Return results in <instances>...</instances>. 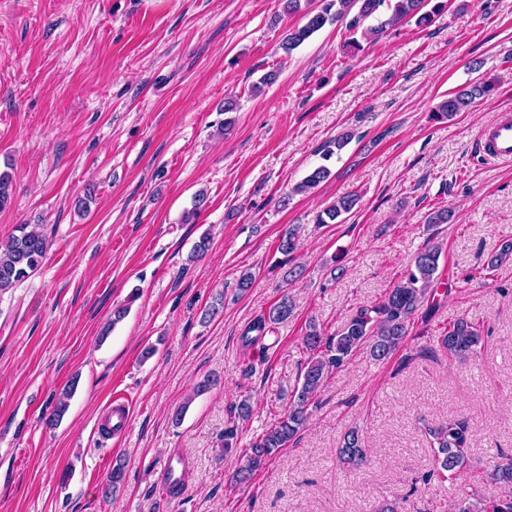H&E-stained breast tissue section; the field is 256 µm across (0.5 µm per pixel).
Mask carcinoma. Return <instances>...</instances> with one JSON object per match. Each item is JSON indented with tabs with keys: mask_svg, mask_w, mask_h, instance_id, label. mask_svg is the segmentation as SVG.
Returning a JSON list of instances; mask_svg holds the SVG:
<instances>
[{
	"mask_svg": "<svg viewBox=\"0 0 512 512\" xmlns=\"http://www.w3.org/2000/svg\"><path fill=\"white\" fill-rule=\"evenodd\" d=\"M386 0H286V10L290 14L300 13L304 24L288 30L283 41L286 52L299 47L313 34L326 25L345 18L347 28L355 31L373 17ZM445 8V2L438 0H394L392 15L364 30L363 37L371 41L386 35L388 29L400 21L410 18L416 25L426 26L433 16ZM488 92L483 82L473 83L461 91L443 99L436 116L449 119L463 112L473 101ZM331 176L325 165L315 167L295 187L297 192H308ZM359 201L355 193L339 197L319 212L314 219L316 224H332L343 215L350 213ZM49 249L46 235L26 224L18 225L14 233L0 241V291H7L36 272ZM441 250L436 245L420 249L410 266L397 284L389 289L380 302L359 307L355 314L336 333L327 336L310 321L305 327L302 344L308 352L302 381L293 395L288 410L278 415L251 443L243 462L234 470L230 483L234 486L250 484L256 472L267 461L288 447L305 428L311 415L314 399L329 372L344 366L361 349L369 351L377 361L392 357L404 344L411 321L420 314L434 310L430 303L433 288L439 281V260ZM512 260V240L504 241L487 266L495 268ZM294 304L288 296L281 297L268 312L254 319L243 333L242 339L248 346L264 339L275 324L288 320L293 315ZM484 336L472 322L461 317L449 325L448 331L437 337V346L448 357L467 362L477 356ZM72 388L65 389L57 398L55 408L48 418V425L55 426L68 408ZM429 437L435 451L438 470L450 476H457L467 467V450L470 445L469 431L465 421L450 419L448 422L429 430ZM341 457L350 464H357L366 457L364 441L359 432L352 429L343 438L339 449ZM124 477V466L115 461L107 476L103 495L116 490ZM487 478L497 484L512 488V455L500 457ZM455 512H512V495L496 501L477 498L475 494L461 496L454 505Z\"/></svg>",
	"mask_w": 512,
	"mask_h": 512,
	"instance_id": "1",
	"label": "carcinoma"
}]
</instances>
